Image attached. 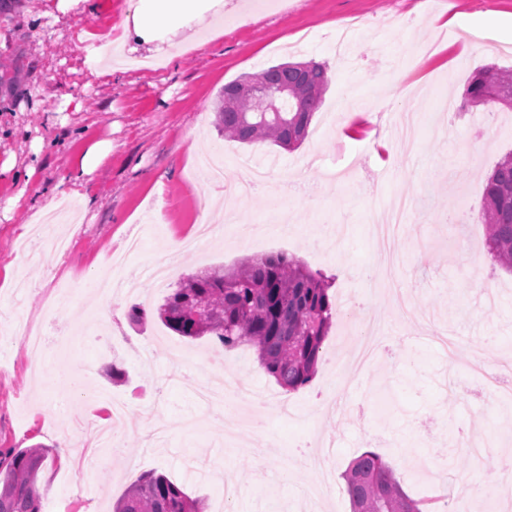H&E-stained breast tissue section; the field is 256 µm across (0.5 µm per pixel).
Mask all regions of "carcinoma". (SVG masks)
I'll return each instance as SVG.
<instances>
[{"label":"carcinoma","mask_w":512,"mask_h":512,"mask_svg":"<svg viewBox=\"0 0 512 512\" xmlns=\"http://www.w3.org/2000/svg\"><path fill=\"white\" fill-rule=\"evenodd\" d=\"M270 89L290 87L297 94L281 100L279 112H254L245 98L237 108L219 103L217 125L224 137L250 144L269 141L294 148L308 135L329 79L327 68L280 63L258 72ZM471 104L512 109V69L488 67L472 76L465 93ZM484 244L495 264L512 272V153L488 177L478 217ZM333 279L303 262L280 255L254 257L224 272L203 270L172 289L157 308L160 321L185 338L212 336L225 349L249 345L260 365L286 391L309 384L333 318L340 313L331 293ZM48 455L42 445L0 452V512H42L38 471ZM351 512H422L425 501L410 499L389 464L365 451L343 474ZM164 475L141 473L126 489L114 512H203Z\"/></svg>","instance_id":"obj_1"}]
</instances>
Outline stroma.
Segmentation results:
<instances>
[{
  "label": "stroma",
  "instance_id": "1",
  "mask_svg": "<svg viewBox=\"0 0 512 512\" xmlns=\"http://www.w3.org/2000/svg\"><path fill=\"white\" fill-rule=\"evenodd\" d=\"M94 4L74 6L55 23L48 14L57 0H8L0 10V167L14 163L0 170V448H48L39 473L43 512H113L131 471L164 474L204 500L207 512H217L228 480L237 487L230 512H350L343 473L365 451L381 454L414 499L494 494L497 464L512 456V432L498 428L512 419V405L491 404L470 366L450 364L422 341L419 323L396 320L391 295L375 290L364 271L379 259L371 210L408 193L415 207L399 239L394 280L411 290L430 328H453L477 362L512 365V273L493 265L477 223L486 178L512 152V109L464 104L475 71L512 68V40L487 30L476 46L456 23L461 15L512 14V0H263L249 21H228L222 36L182 51L175 64L109 78L92 75L75 46L80 36L119 26L127 0ZM346 18L365 24L344 59L330 25ZM309 59L326 63L336 78L299 146L242 144L219 133L215 106L224 84ZM66 93L80 107L64 106ZM448 98L456 102L450 115L439 110ZM348 101L364 111L365 135L349 137L333 120ZM101 141L112 144L107 164L68 201L77 208L80 195L93 198L81 223L34 227L28 208L11 206L16 195L31 198L48 186L69 191L71 163ZM216 151L225 181L241 175L245 158L273 159L276 177L293 180L307 170L316 191L285 199L226 195L225 182L199 166ZM214 195L256 224L277 223L278 210L288 209V228L259 249L225 229L223 239L183 254L181 275L283 253L332 276L333 294L351 299L329 329L308 386L282 389L248 346L239 353L248 366L245 383L292 405L320 403L330 360L360 336L363 310L388 327L383 354L350 390L355 407L346 416L287 419L249 406L248 430L236 435L231 419L195 394L204 376L194 361L212 349L211 338L178 336L155 317L166 289L143 280L135 293L118 297L111 320L100 321L86 284L103 273V258L142 237V249L121 270L137 276L167 239L196 232ZM344 266L352 275L340 276ZM472 270L495 288L492 306L479 305ZM133 303L149 314L140 331L125 317ZM19 314L44 327L41 360L14 333ZM44 363L62 379L38 378ZM113 365L127 372V382L108 379ZM380 386L392 400L377 396ZM112 397L133 406L115 430L125 449L119 457L108 447L88 448L79 429L107 417ZM64 437L71 448H62ZM325 440L335 444L326 460L334 490L313 503L303 487L315 473H283Z\"/></svg>",
  "mask_w": 512,
  "mask_h": 512
}]
</instances>
